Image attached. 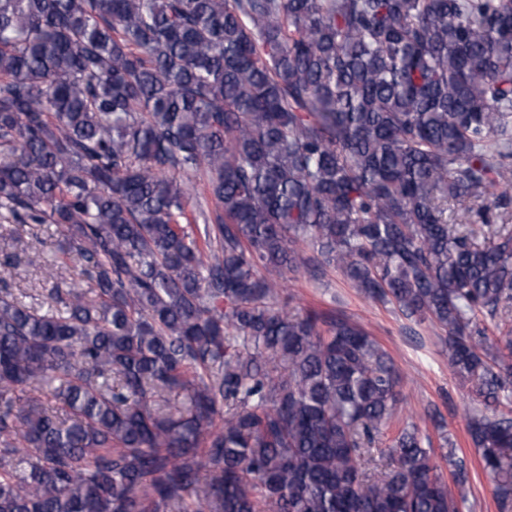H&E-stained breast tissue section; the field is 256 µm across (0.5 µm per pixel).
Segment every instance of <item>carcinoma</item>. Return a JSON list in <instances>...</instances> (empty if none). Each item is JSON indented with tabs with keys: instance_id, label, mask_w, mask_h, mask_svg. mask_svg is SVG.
Instances as JSON below:
<instances>
[{
	"instance_id": "obj_1",
	"label": "carcinoma",
	"mask_w": 512,
	"mask_h": 512,
	"mask_svg": "<svg viewBox=\"0 0 512 512\" xmlns=\"http://www.w3.org/2000/svg\"><path fill=\"white\" fill-rule=\"evenodd\" d=\"M511 189L512 0H0V210L72 271L0 278V512H461L389 353L281 298L327 266L445 332L512 512ZM0 233L2 234L12 232L19 233L25 242L33 243L40 251L43 252L44 256L47 257L49 262L56 263L61 266V262L65 260L64 256L59 252L58 245L62 240V228L57 224H43L38 227V239L32 238L27 233V228H21L14 224H7L3 219L0 218ZM19 273L16 275V273ZM2 277H5L12 285V288H21L27 294V302H37L39 293L46 294L45 288H51V283L43 279L39 271L25 269L21 266L18 270L6 269ZM43 288V289H42Z\"/></svg>"
}]
</instances>
